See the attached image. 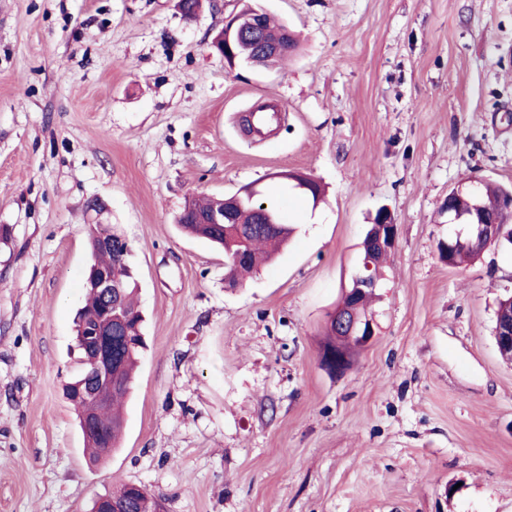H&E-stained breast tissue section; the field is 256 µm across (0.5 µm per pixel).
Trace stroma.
Masks as SVG:
<instances>
[{
	"mask_svg": "<svg viewBox=\"0 0 512 512\" xmlns=\"http://www.w3.org/2000/svg\"><path fill=\"white\" fill-rule=\"evenodd\" d=\"M177 2L0 0V512H89L122 483L165 512H512V249L438 252L453 188L512 184V0ZM247 6L296 34L280 68L212 48ZM265 100L283 122L256 142L236 118ZM252 183L297 230L231 288L175 218ZM382 206L375 335L336 374L328 315ZM94 224L131 246L147 341L97 465L64 395ZM377 233L372 236L374 252L391 253L397 243V225L392 224L390 215L379 209L376 216ZM483 248L484 246L482 243H473L469 246L457 247L456 249L448 252V256L445 257L443 256L442 242L441 240L438 242V251L441 259L451 267H458L466 261L477 258L481 254ZM498 317L502 320L508 319L510 322L502 320L498 321L495 335L497 348L501 351L508 349L512 351V297H509L500 303ZM511 351H505L502 355L511 359Z\"/></svg>",
	"mask_w": 512,
	"mask_h": 512,
	"instance_id": "obj_1",
	"label": "stroma"
}]
</instances>
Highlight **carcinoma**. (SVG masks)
Returning a JSON list of instances; mask_svg holds the SVG:
<instances>
[{
	"instance_id": "1",
	"label": "carcinoma",
	"mask_w": 512,
	"mask_h": 512,
	"mask_svg": "<svg viewBox=\"0 0 512 512\" xmlns=\"http://www.w3.org/2000/svg\"><path fill=\"white\" fill-rule=\"evenodd\" d=\"M256 25L243 21L237 37L233 43V54L227 56L229 65L235 63H249L257 58L259 44H278L285 38L287 28L277 27L266 13L254 17ZM512 195V187H493L482 185L478 193L473 195L462 192L449 198L451 208L459 212H467L474 203H479L485 217L501 224L512 222V215L503 212L501 202ZM260 204L259 198H248L240 194V198H210L192 197L184 206L179 217V224L189 235L203 238L220 247L224 251L229 271L227 280L230 286L235 287L242 277L254 269L264 260L259 246L265 244L283 245L294 232L289 224H279V227L268 232H252L245 235L242 240L224 236V226L216 224H197L193 215L211 214L220 209L236 213L243 222H248L254 208ZM100 227L91 225L90 250L91 261L112 273L121 285L120 294L116 297L120 308L125 314V335L117 338V366L113 368L112 388H99L100 398H86L79 394V387L85 383L87 373L93 364L94 354L83 336V326L92 322L98 316L100 295L94 289H86L84 305L78 311L75 319V347L78 353V371L73 380L65 387L66 397L74 407L78 425H83L86 417L92 416L97 420L102 434H83L86 452L89 459L96 463L107 456L117 447L118 439L124 429V418L116 410L119 404L130 392L133 384V370L138 362L145 340L142 332L143 315L135 301L137 284L133 280L128 259L130 253H125L124 259H119L112 252L98 247L97 234ZM483 249L478 242L469 246H461L444 257V261L451 267H458L466 261L477 258ZM112 500L127 504L128 512H160V497L150 494L144 487L136 488L131 484H124L119 489L110 492Z\"/></svg>"
}]
</instances>
